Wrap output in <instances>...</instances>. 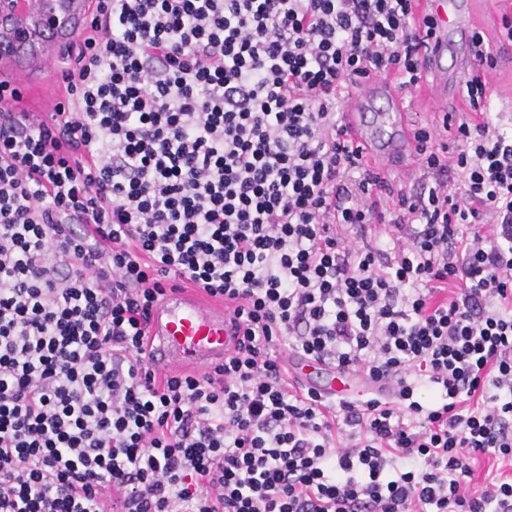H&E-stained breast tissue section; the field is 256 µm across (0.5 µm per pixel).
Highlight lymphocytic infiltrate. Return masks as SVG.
Wrapping results in <instances>:
<instances>
[{"label":"lymphocytic infiltrate","instance_id":"lymphocytic-infiltrate-1","mask_svg":"<svg viewBox=\"0 0 512 512\" xmlns=\"http://www.w3.org/2000/svg\"><path fill=\"white\" fill-rule=\"evenodd\" d=\"M433 28L413 0H94L54 111L0 80V512H512V125L466 79L415 192L344 128L350 90L422 80ZM181 283L242 333L163 373ZM319 366L321 370H324L327 375L326 384L322 387L323 391L329 392L331 394H336V392H343L349 390L348 384L352 380V375L340 373L336 371V369L318 365L315 363L305 362L303 368L308 366Z\"/></svg>","mask_w":512,"mask_h":512}]
</instances>
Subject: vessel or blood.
Instances as JSON below:
<instances>
[{"mask_svg": "<svg viewBox=\"0 0 512 512\" xmlns=\"http://www.w3.org/2000/svg\"><path fill=\"white\" fill-rule=\"evenodd\" d=\"M91 0H14L0 13V71L25 90L43 93L50 69L67 59L84 33ZM417 17L435 22L422 54L424 78L418 96L447 101L465 77L478 73L472 49L469 0H415ZM407 97L393 82L376 81L371 92L351 100L348 132L369 162L391 172L408 170L415 141ZM237 327L227 307L191 289L171 292L154 314L148 348L157 366L216 365L234 344Z\"/></svg>", "mask_w": 512, "mask_h": 512, "instance_id": "1", "label": "vessel or blood"}]
</instances>
